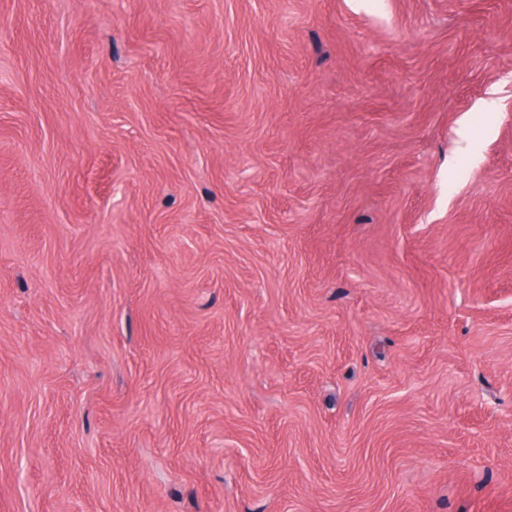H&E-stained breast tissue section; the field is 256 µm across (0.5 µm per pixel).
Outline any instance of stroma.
Wrapping results in <instances>:
<instances>
[{
	"instance_id": "1",
	"label": "stroma",
	"mask_w": 512,
	"mask_h": 512,
	"mask_svg": "<svg viewBox=\"0 0 512 512\" xmlns=\"http://www.w3.org/2000/svg\"><path fill=\"white\" fill-rule=\"evenodd\" d=\"M0 512H512V0H0Z\"/></svg>"
}]
</instances>
